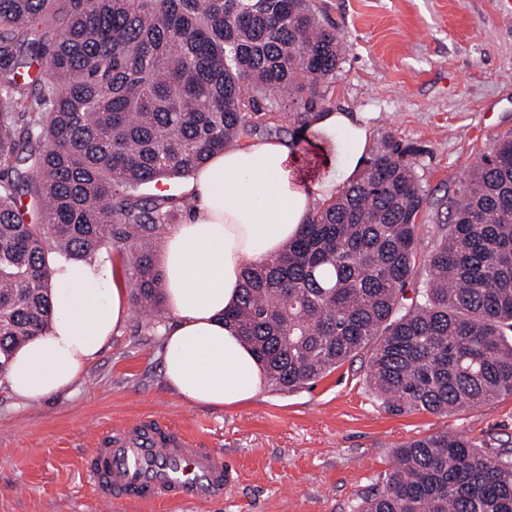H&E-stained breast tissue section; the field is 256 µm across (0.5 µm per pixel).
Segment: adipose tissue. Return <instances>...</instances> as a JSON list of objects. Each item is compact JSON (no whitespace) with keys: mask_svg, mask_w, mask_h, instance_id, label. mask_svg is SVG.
Masks as SVG:
<instances>
[{"mask_svg":"<svg viewBox=\"0 0 512 512\" xmlns=\"http://www.w3.org/2000/svg\"><path fill=\"white\" fill-rule=\"evenodd\" d=\"M312 132L331 147V175L302 182L292 143L256 140L214 155L186 188L194 201L187 220L164 239V296L170 313L162 367L184 400L213 408L253 399L264 370L225 310L240 295L241 274L279 254L307 223L317 203L340 193L363 166L372 134L364 112L325 110ZM53 317L18 347L0 385L23 401L65 391L98 358L128 317L124 271L100 253L76 260L48 256Z\"/></svg>","mask_w":512,"mask_h":512,"instance_id":"adipose-tissue-1","label":"adipose tissue"}]
</instances>
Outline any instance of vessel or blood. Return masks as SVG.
Returning <instances> with one entry per match:
<instances>
[{
  "instance_id": "b4317fda",
  "label": "vessel or blood",
  "mask_w": 512,
  "mask_h": 512,
  "mask_svg": "<svg viewBox=\"0 0 512 512\" xmlns=\"http://www.w3.org/2000/svg\"><path fill=\"white\" fill-rule=\"evenodd\" d=\"M101 503L190 506L220 500L238 473L183 429L146 417L103 432L85 460Z\"/></svg>"
}]
</instances>
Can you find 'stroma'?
<instances>
[{
	"mask_svg": "<svg viewBox=\"0 0 512 512\" xmlns=\"http://www.w3.org/2000/svg\"><path fill=\"white\" fill-rule=\"evenodd\" d=\"M347 52L329 108L374 115L372 146L407 148L425 195L418 261H425L471 166L512 132V0H312ZM279 137L309 182L330 169L329 145L279 114ZM162 333L130 307L82 378L37 402L0 387V512H350L380 484L400 445L451 431L512 448V394L454 415L388 412L366 382L369 358L346 361L315 384L263 386L246 403L192 405L167 385ZM152 415L226 457L238 484L220 504L100 503L84 457L108 427Z\"/></svg>",
	"mask_w": 512,
	"mask_h": 512,
	"instance_id": "stroma-1",
	"label": "stroma"
}]
</instances>
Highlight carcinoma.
Returning <instances> with one entry per match:
<instances>
[{
    "label": "carcinoma",
    "instance_id": "obj_1",
    "mask_svg": "<svg viewBox=\"0 0 512 512\" xmlns=\"http://www.w3.org/2000/svg\"><path fill=\"white\" fill-rule=\"evenodd\" d=\"M345 52L311 0H0V374L51 321L52 252L134 241L133 301L159 316L152 239L173 213L133 191L271 131L270 92L308 122ZM426 205L387 137L279 255L244 271L224 321L268 383L301 388L367 350L392 413L512 394V135L449 202L408 298ZM351 510L512 512V448L446 431L413 440Z\"/></svg>",
    "mask_w": 512,
    "mask_h": 512
}]
</instances>
